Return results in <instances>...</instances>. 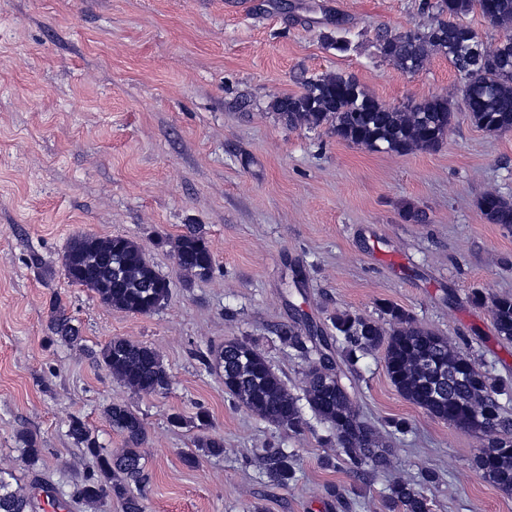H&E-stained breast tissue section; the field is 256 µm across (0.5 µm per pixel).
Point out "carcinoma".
<instances>
[{
  "label": "carcinoma",
  "instance_id": "obj_1",
  "mask_svg": "<svg viewBox=\"0 0 512 512\" xmlns=\"http://www.w3.org/2000/svg\"><path fill=\"white\" fill-rule=\"evenodd\" d=\"M424 6L457 18L476 8L492 23L512 26V0H437ZM377 51L404 73L420 71L434 53L448 58L463 80L471 123L493 134L512 131L511 35L490 50L468 25L442 21L425 31L381 35ZM271 108L290 127L325 125L345 142L394 154L437 148L455 118L446 96L388 107L369 95L354 76L338 73L308 79L302 92L274 100ZM479 209L488 223L512 226V200L488 193L481 198ZM170 245L188 280L212 275L215 260L200 226L189 225ZM63 266L72 283L94 292L105 306L128 314H152L170 295L169 280L130 237L77 234L63 254ZM470 300L490 304L497 335L511 342L512 295L475 291ZM380 311L392 325L388 333L379 322L347 311L330 318L333 335L309 322L277 331L279 343L307 362L301 397L288 389L252 341L228 340L208 354H199L200 363L218 374L225 394L235 404L278 429L301 432L306 425L301 402H306L327 424V441L337 448L336 459H347L363 483L369 475L387 468L391 449L360 416L337 360L352 367L360 355L382 347L385 370L396 391L430 416L480 437L482 448L473 459L474 468L502 491L512 492V413L500 402L509 392L508 385L480 367L464 348L417 323L398 305L383 302ZM47 330L50 339L70 346L81 341L79 327L58 302L51 305ZM94 357L113 379L134 393L158 394L169 388L163 360L147 344L115 337L94 352ZM103 416L123 437L125 448L117 453L103 446L81 417L67 421V436L92 460V466L74 482L71 501L94 506L113 497L122 512H145L142 489L149 475L139 452L146 439L145 422L123 402L106 405ZM18 439L25 461L35 467L44 449L31 433L22 432ZM196 447L211 457L224 455L220 437H202ZM262 462L279 487L286 488L294 480V452L269 448ZM14 479L11 471L0 468V512H36L35 496L13 488ZM435 480L434 472L423 470L412 483L391 484L387 507L429 512L425 490Z\"/></svg>",
  "mask_w": 512,
  "mask_h": 512
}]
</instances>
